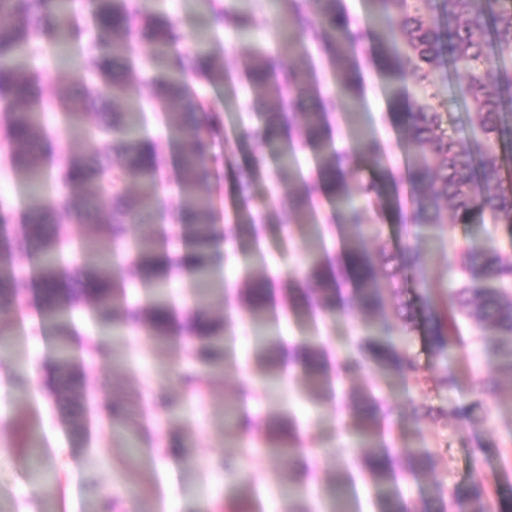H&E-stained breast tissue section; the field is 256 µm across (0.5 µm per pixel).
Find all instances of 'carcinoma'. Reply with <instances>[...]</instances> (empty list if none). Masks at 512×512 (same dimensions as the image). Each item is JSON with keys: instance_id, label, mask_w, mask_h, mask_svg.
I'll list each match as a JSON object with an SVG mask.
<instances>
[{"instance_id": "carcinoma-1", "label": "carcinoma", "mask_w": 512, "mask_h": 512, "mask_svg": "<svg viewBox=\"0 0 512 512\" xmlns=\"http://www.w3.org/2000/svg\"><path fill=\"white\" fill-rule=\"evenodd\" d=\"M210 26L230 27L240 33L251 30V16L224 5L223 0H205ZM371 14L385 21L397 16V26L376 32L356 24L341 0H285V12L277 29L281 50L251 52L240 71L248 88L245 108L260 116L252 135L271 149L279 161L282 199L293 209L305 210L317 245L302 275L308 285L301 300L288 311L294 317L311 319L317 313L359 308L367 316L373 334L359 336L352 350L336 361V372H358L371 364L382 372L413 371L422 391L432 380L416 374L413 361L389 338L392 326L383 316L385 298L380 288L374 258L366 245L364 228L369 214L382 204V194L373 184L363 188L364 201L356 200L346 177V167L358 157L372 161L382 178L393 180L386 153L371 134L353 138L352 149L329 151L330 114L336 97L324 95L316 107L303 109L302 98L311 91L310 80L316 47L336 77V93L359 94L362 58L359 48L369 41L377 45L374 57L379 73L387 76L407 59L421 97L410 101L398 93L390 109L393 118L407 122L413 156L408 169L416 194V223L438 226L443 208L453 211L452 223L472 224L484 212L512 228V171L503 170L497 150L512 146V118L504 110L505 95L512 94V0H441L448 17V32L436 23L410 11L407 0H367ZM91 28L70 0H0V161L24 176L31 185L48 184L66 191L79 190L67 215L75 224H85L91 238L79 256L92 271L77 281L60 271L57 254L61 238L57 231L58 205L45 193H33L21 221L19 235L11 236L8 225L16 220L13 211L0 207V304L16 300L21 289L39 287L42 322L58 337L56 374L59 391L75 389L80 365L73 359L68 336L70 314L75 303L90 306L101 327L145 328L148 335L165 341L173 334L174 315L168 303L154 298L144 305L129 302L128 289L118 282L109 264L100 261L93 237L106 236L112 244L127 241L129 226H143L134 246L133 268L138 279L159 287L166 267H185L199 286L211 284L218 256L211 254L217 234V197L202 189L211 163L212 148L221 132L218 114L211 103L191 85L234 87L235 74L208 50H179L176 24L167 14L149 9L144 0H90ZM139 37L151 47L153 74L149 79L152 101L165 112L167 123L189 138L176 169V193L168 209L190 242L192 251L182 261L166 259L161 253L153 217L160 206L159 193L166 181L157 160L154 138L139 132L140 113L123 110L134 64L128 56L127 40ZM70 51L80 56L92 80L80 90L62 91L57 105L65 113L67 130L84 132L86 121L95 119L105 137L102 149L87 156L52 157V135L41 121L46 107L42 75L23 69L18 59ZM468 64L462 93L470 104V123L481 140L463 141L442 129L443 106L440 79L446 61ZM300 150L316 164L319 182L306 178L294 166ZM264 168V158L255 157L237 184V202L253 200L251 181ZM482 176L484 193L474 192ZM354 236L347 238V229ZM33 258L29 274L20 275L16 257ZM460 281L448 294H426L423 313L426 340L431 352L442 355L453 343H464L459 323L471 320L479 338L496 356L495 373L474 381V401L466 407H428V413L454 415L468 422L478 435L488 419V401L496 398L500 377L512 380V260L495 245H467L459 252ZM241 298L255 325L277 319L272 289L267 284H245ZM229 326L208 316H195L190 335L198 342L194 362L208 365L217 356L216 342ZM266 366L288 362L301 368L317 396L331 389L330 365L319 344L297 343L289 348L258 337ZM361 415L356 429L359 438V470L377 494V512H408L399 489L397 460H408L409 474L417 476L420 466L433 452L402 448L391 438L392 412L374 395L356 402ZM288 459L298 447V425L292 418L269 438ZM489 489L482 478L450 493L434 489V507L427 512H450L456 499L472 504V512H491Z\"/></svg>"}]
</instances>
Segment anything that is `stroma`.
Listing matches in <instances>:
<instances>
[{
    "label": "stroma",
    "mask_w": 512,
    "mask_h": 512,
    "mask_svg": "<svg viewBox=\"0 0 512 512\" xmlns=\"http://www.w3.org/2000/svg\"><path fill=\"white\" fill-rule=\"evenodd\" d=\"M147 2L172 17L181 33L180 48L196 46L200 35L209 30L199 0ZM224 2L253 17L248 35L228 27L212 32L208 47L223 59L226 70L239 71L253 47L278 50L273 30L282 8L280 0ZM361 54L368 60L362 71V92L355 101L337 97L331 120L333 145L342 150L350 144L346 114L352 103H360L362 123L385 143L399 182V199L388 202L375 221L368 249L374 254L419 252L426 258L421 274L391 266L379 269L385 312L393 328L390 338L422 373L435 379L453 374L456 388L437 387L425 394L411 374L370 367L356 375L339 376L334 395L317 400L299 369L287 367L271 376L263 372L255 359L253 326L237 294L245 280L258 281L267 275L279 288L300 294L301 264L310 242L301 214L275 206L271 212L274 232L263 253L230 243L228 262L213 270L216 284L206 309L217 319H231L235 332L220 348L217 365L198 367L203 380L200 390H188L180 380L187 368L183 332L165 342L135 328L104 332L80 310L75 314L71 343L84 363V381L70 398H62L54 373L56 338L52 330L38 328L35 291H27L19 305H0V328L10 335L6 354L0 357V501L13 505L16 512H100L108 497L113 500V512H219L230 501L244 504L249 512H283L288 506L296 512H332L329 490L341 471L356 469L358 461L348 397L371 390L391 408L399 446L436 454L432 466L416 478L409 475L407 461L398 463L400 489L413 512H420L435 485L455 490L477 469L492 481L494 512H512V463L504 464L495 455L474 460L476 439L464 421L436 422L422 411L426 405L470 404L474 375L490 372L495 358L480 343L453 346L443 356H434L424 341L420 316L426 292L445 293L453 285L457 247L493 243L512 258V234L488 215L474 224L456 225L450 233L410 222L408 131L405 125L393 123L387 112L390 86L402 88L411 99L417 90L409 67H401L387 81L369 63L372 44H364ZM39 66L50 100L60 88L75 90L90 78L74 55L63 62L50 57ZM205 94L222 121L214 151L223 163L209 186L225 200L233 196L240 170L267 149L249 136L256 121L241 108L247 96L245 85H238L232 95L210 87ZM44 119L56 132V156L86 155L102 144L98 135L65 131L63 116L52 104ZM266 332L282 337L288 345L318 338L330 356L338 358L368 328L364 314L353 309L325 315L316 328L283 318L269 324ZM246 381L251 384L247 395L241 392ZM234 407L248 413V423L226 426L225 413ZM291 417L300 424L304 463L294 477L276 449L265 443L268 430ZM76 419L84 421V429L73 427ZM480 439L502 447L512 444V381H503L497 399L490 403ZM228 461L234 469L230 475L224 472Z\"/></svg>",
    "instance_id": "stroma-1"
}]
</instances>
